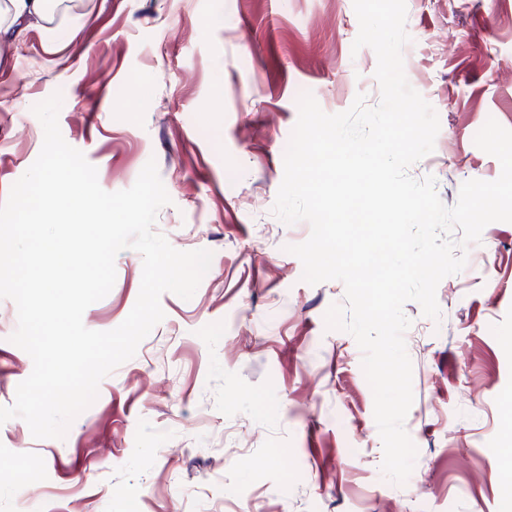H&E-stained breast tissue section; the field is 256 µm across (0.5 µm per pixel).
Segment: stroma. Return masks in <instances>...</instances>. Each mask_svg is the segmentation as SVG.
<instances>
[{
	"label": "stroma",
	"instance_id": "1",
	"mask_svg": "<svg viewBox=\"0 0 512 512\" xmlns=\"http://www.w3.org/2000/svg\"><path fill=\"white\" fill-rule=\"evenodd\" d=\"M409 84L436 111L433 151L408 167L446 206L470 179L499 177L474 137L512 129V0H406ZM353 0H72L58 21L0 42V202L35 161L32 108L60 94L64 140L102 189L130 188L155 160L171 198L155 229L213 257L194 296L99 384L65 438L0 425V512H503L512 486V223L485 227L436 291L439 319L403 308L418 453L405 484L383 446L362 352L324 316L342 282L303 281L289 246L310 226L273 213L284 153L312 93L329 114L380 100L370 47L354 49ZM91 330L119 326L142 257L115 259ZM0 299V405L31 373ZM291 458L284 466L283 458ZM38 469V482L26 472Z\"/></svg>",
	"mask_w": 512,
	"mask_h": 512
}]
</instances>
